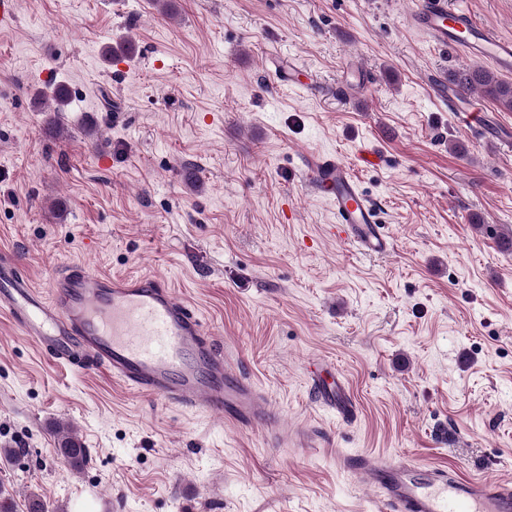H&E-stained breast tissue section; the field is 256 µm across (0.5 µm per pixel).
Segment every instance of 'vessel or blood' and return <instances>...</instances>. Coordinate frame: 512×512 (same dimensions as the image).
<instances>
[{
  "label": "vessel or blood",
  "mask_w": 512,
  "mask_h": 512,
  "mask_svg": "<svg viewBox=\"0 0 512 512\" xmlns=\"http://www.w3.org/2000/svg\"><path fill=\"white\" fill-rule=\"evenodd\" d=\"M407 23L441 46L512 73V38L473 24L447 0H415ZM304 175L309 187L329 199L335 233L369 254L393 250L392 235L348 163L312 155ZM0 314L54 360L104 369L125 387L164 404L219 413L242 427H264L274 445L289 440L301 448L319 445L311 430L284 432L268 394L235 368L201 317L157 277L121 279L72 266L42 290L13 262L0 260ZM306 372L319 407L343 423L356 419L347 383L330 363L312 360ZM337 465L376 493L378 512H512V484L505 481L464 478L383 453L341 456Z\"/></svg>",
  "instance_id": "1"
}]
</instances>
